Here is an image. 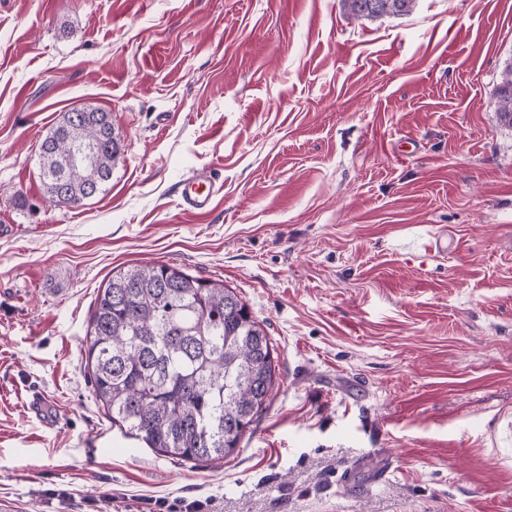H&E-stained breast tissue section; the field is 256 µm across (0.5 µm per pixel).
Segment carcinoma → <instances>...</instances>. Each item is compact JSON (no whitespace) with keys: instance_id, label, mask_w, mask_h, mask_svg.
<instances>
[{"instance_id":"carcinoma-1","label":"carcinoma","mask_w":512,"mask_h":512,"mask_svg":"<svg viewBox=\"0 0 512 512\" xmlns=\"http://www.w3.org/2000/svg\"><path fill=\"white\" fill-rule=\"evenodd\" d=\"M358 18L412 12L416 0H341ZM512 126V65L497 84ZM83 149L89 159L71 162ZM121 155L108 112L64 113L40 146L49 201L105 191ZM93 393L129 437L162 456L214 462L234 453L274 388V346L247 304L220 281L170 265L112 272L86 333Z\"/></svg>"}]
</instances>
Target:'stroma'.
<instances>
[{
    "label": "stroma",
    "mask_w": 512,
    "mask_h": 512,
    "mask_svg": "<svg viewBox=\"0 0 512 512\" xmlns=\"http://www.w3.org/2000/svg\"><path fill=\"white\" fill-rule=\"evenodd\" d=\"M512 0H0V512H512ZM112 115L105 192L40 145ZM210 174V213L179 188ZM452 240L427 250L433 232ZM224 281L277 381L233 455L182 462L97 403L113 268ZM45 398L30 412L32 393ZM417 0H341L346 11L358 18L381 20L408 15ZM496 97L501 120L512 126V64L507 66L501 74ZM78 149L88 152L86 162H71ZM40 151L44 187L49 201L58 205L61 195L81 202L105 191L121 155V142L114 135L110 113L75 109L62 115Z\"/></svg>",
    "instance_id": "1"
}]
</instances>
